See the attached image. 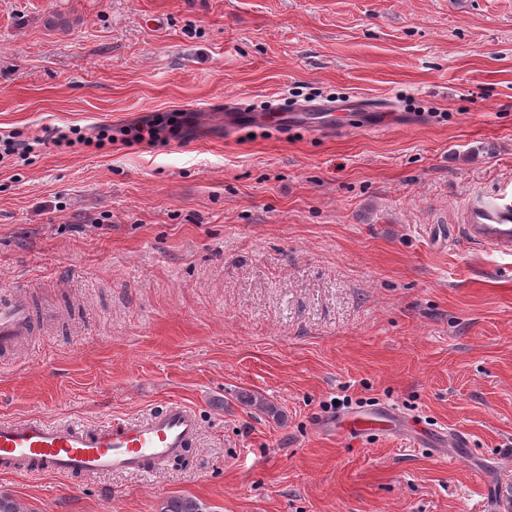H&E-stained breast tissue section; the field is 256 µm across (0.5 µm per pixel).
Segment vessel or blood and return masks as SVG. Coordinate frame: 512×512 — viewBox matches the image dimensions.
<instances>
[{
    "instance_id": "1",
    "label": "vessel or blood",
    "mask_w": 512,
    "mask_h": 512,
    "mask_svg": "<svg viewBox=\"0 0 512 512\" xmlns=\"http://www.w3.org/2000/svg\"><path fill=\"white\" fill-rule=\"evenodd\" d=\"M243 104L217 102L209 117L233 129ZM468 245L501 256L512 255V190L475 195L457 227ZM34 326L31 312L14 290L0 293V351L14 347ZM200 419L179 401L168 402L138 422H112L97 428L53 423L41 418L0 421V471L24 474L152 473L178 457L198 437Z\"/></svg>"
}]
</instances>
